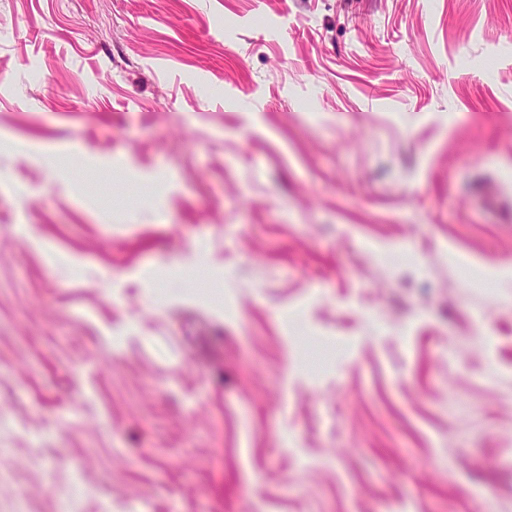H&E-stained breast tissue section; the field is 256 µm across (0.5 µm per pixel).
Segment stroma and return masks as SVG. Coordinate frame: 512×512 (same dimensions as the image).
I'll use <instances>...</instances> for the list:
<instances>
[{
    "label": "stroma",
    "instance_id": "35a3bbf8",
    "mask_svg": "<svg viewBox=\"0 0 512 512\" xmlns=\"http://www.w3.org/2000/svg\"><path fill=\"white\" fill-rule=\"evenodd\" d=\"M0 512H512V0H0Z\"/></svg>",
    "mask_w": 512,
    "mask_h": 512
}]
</instances>
